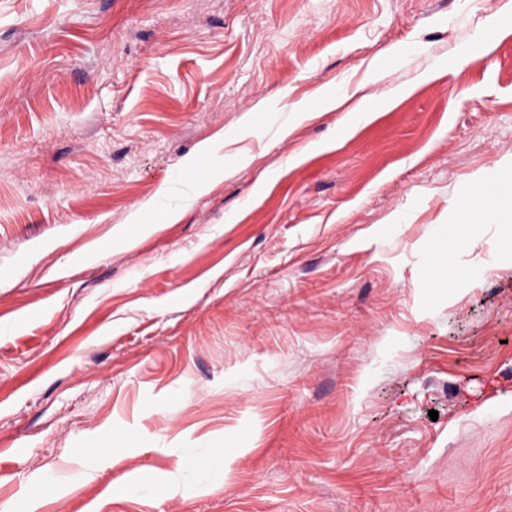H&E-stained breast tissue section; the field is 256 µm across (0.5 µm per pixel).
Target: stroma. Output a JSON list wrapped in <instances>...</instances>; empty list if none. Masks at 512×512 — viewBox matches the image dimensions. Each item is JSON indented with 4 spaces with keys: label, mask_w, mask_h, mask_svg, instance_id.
Listing matches in <instances>:
<instances>
[{
    "label": "stroma",
    "mask_w": 512,
    "mask_h": 512,
    "mask_svg": "<svg viewBox=\"0 0 512 512\" xmlns=\"http://www.w3.org/2000/svg\"><path fill=\"white\" fill-rule=\"evenodd\" d=\"M508 178L512 0H0V512H512ZM483 216L502 221H510L512 212V193L511 190L504 188L493 193L488 205L484 206Z\"/></svg>",
    "instance_id": "obj_1"
}]
</instances>
